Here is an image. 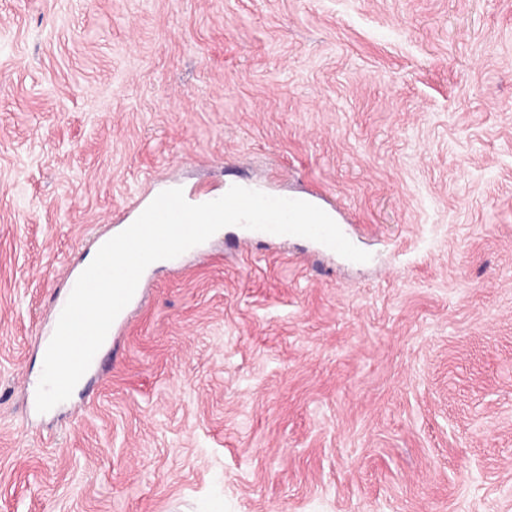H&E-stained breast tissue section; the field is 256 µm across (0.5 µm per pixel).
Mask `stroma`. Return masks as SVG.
<instances>
[{
  "label": "stroma",
  "instance_id": "obj_1",
  "mask_svg": "<svg viewBox=\"0 0 512 512\" xmlns=\"http://www.w3.org/2000/svg\"><path fill=\"white\" fill-rule=\"evenodd\" d=\"M238 227L33 399L68 270L174 186ZM0 512H512V0H0Z\"/></svg>",
  "mask_w": 512,
  "mask_h": 512
}]
</instances>
